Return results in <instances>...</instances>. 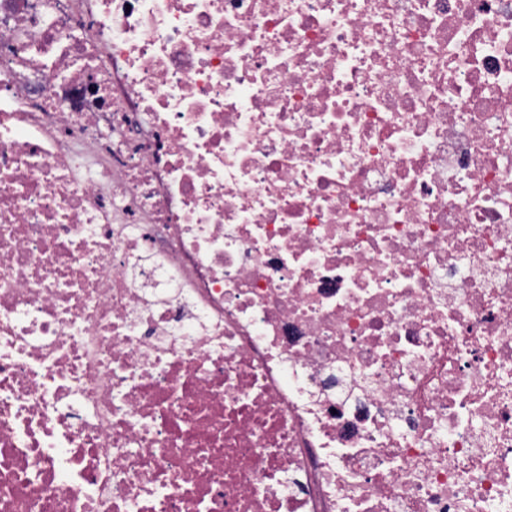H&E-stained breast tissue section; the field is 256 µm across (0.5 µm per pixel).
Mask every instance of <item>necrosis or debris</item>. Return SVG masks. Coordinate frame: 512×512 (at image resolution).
<instances>
[{"label":"necrosis or debris","instance_id":"obj_1","mask_svg":"<svg viewBox=\"0 0 512 512\" xmlns=\"http://www.w3.org/2000/svg\"><path fill=\"white\" fill-rule=\"evenodd\" d=\"M0 512H512V0H0Z\"/></svg>","mask_w":512,"mask_h":512}]
</instances>
